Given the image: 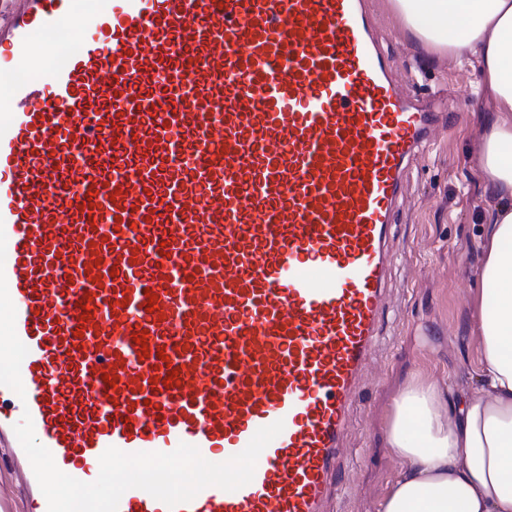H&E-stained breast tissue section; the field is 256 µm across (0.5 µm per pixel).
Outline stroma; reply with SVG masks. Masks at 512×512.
Masks as SVG:
<instances>
[{
	"instance_id": "35a3bbf8",
	"label": "stroma",
	"mask_w": 512,
	"mask_h": 512,
	"mask_svg": "<svg viewBox=\"0 0 512 512\" xmlns=\"http://www.w3.org/2000/svg\"><path fill=\"white\" fill-rule=\"evenodd\" d=\"M371 9L398 76L421 91L447 90L457 123L438 129L410 172L392 236L388 323L351 414L348 444L357 453L343 463L334 512H378L400 469L386 444L388 416L410 375L456 393L478 390L481 336L471 296L481 288L483 213L495 204L476 168L491 105L470 95L478 63L449 65L406 30L388 0H371Z\"/></svg>"
}]
</instances>
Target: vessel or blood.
<instances>
[{"label": "vessel or blood", "instance_id": "obj_1", "mask_svg": "<svg viewBox=\"0 0 512 512\" xmlns=\"http://www.w3.org/2000/svg\"><path fill=\"white\" fill-rule=\"evenodd\" d=\"M5 2L0 443L31 512L26 413L83 482L111 446L220 463L280 420L247 485L118 512H330L407 172L454 103L396 80L368 0Z\"/></svg>", "mask_w": 512, "mask_h": 512}]
</instances>
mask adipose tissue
Masks as SVG:
<instances>
[{
	"label": "adipose tissue",
	"mask_w": 512,
	"mask_h": 512,
	"mask_svg": "<svg viewBox=\"0 0 512 512\" xmlns=\"http://www.w3.org/2000/svg\"><path fill=\"white\" fill-rule=\"evenodd\" d=\"M406 29L457 65L480 63L489 93L478 170L497 199L479 271L481 387L458 397L414 376L396 397L387 444L401 469L380 512H512V0H391Z\"/></svg>",
	"instance_id": "obj_1"
}]
</instances>
